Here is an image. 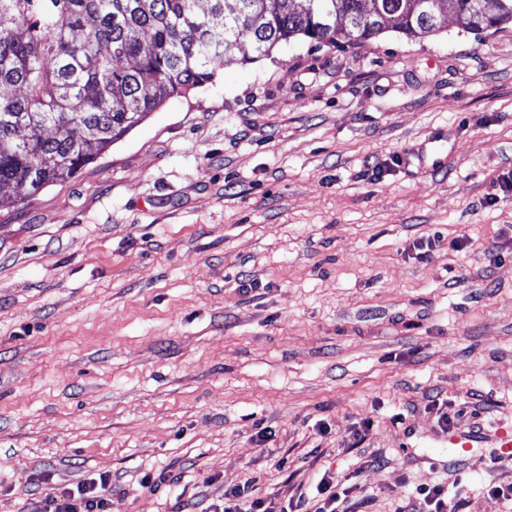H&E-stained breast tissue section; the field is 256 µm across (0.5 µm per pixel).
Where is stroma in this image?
<instances>
[{"mask_svg":"<svg viewBox=\"0 0 512 512\" xmlns=\"http://www.w3.org/2000/svg\"><path fill=\"white\" fill-rule=\"evenodd\" d=\"M511 177L512 27L450 18L225 61L1 206L0 512L100 475L109 512H213L245 484L280 505L326 471L371 512L439 482L496 512Z\"/></svg>","mask_w":512,"mask_h":512,"instance_id":"1","label":"stroma"}]
</instances>
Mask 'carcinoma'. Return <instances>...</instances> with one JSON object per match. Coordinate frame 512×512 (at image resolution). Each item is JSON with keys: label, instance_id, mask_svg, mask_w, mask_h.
<instances>
[{"label": "carcinoma", "instance_id": "obj_1", "mask_svg": "<svg viewBox=\"0 0 512 512\" xmlns=\"http://www.w3.org/2000/svg\"><path fill=\"white\" fill-rule=\"evenodd\" d=\"M447 14L498 31L512 0L490 19L480 0H0V189L17 202L75 177L229 56L249 63L299 37H417Z\"/></svg>", "mask_w": 512, "mask_h": 512}]
</instances>
